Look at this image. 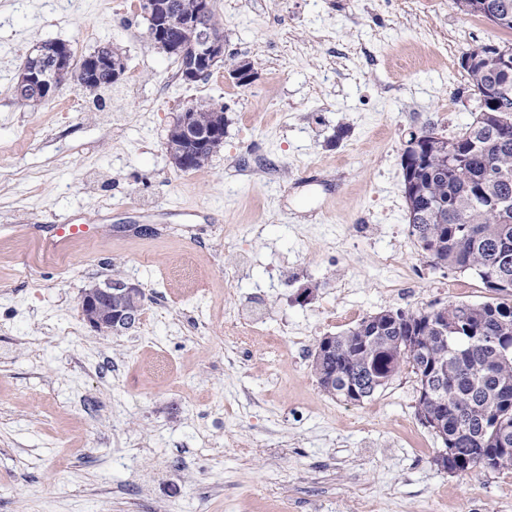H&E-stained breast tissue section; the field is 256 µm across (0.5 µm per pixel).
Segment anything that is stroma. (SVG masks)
I'll return each mask as SVG.
<instances>
[{"label": "stroma", "instance_id": "obj_1", "mask_svg": "<svg viewBox=\"0 0 512 512\" xmlns=\"http://www.w3.org/2000/svg\"><path fill=\"white\" fill-rule=\"evenodd\" d=\"M227 62L185 82L120 0H0V512H512V470H440L442 443L403 371L331 398L318 339L392 309L490 297L409 234L401 153L456 135L479 99L460 64L512 33L454 0H213ZM111 45L97 96L21 100L33 46ZM224 108V144L183 172L164 148L191 106ZM57 224L83 225L55 249ZM138 285V320L93 331L89 288ZM309 297H302L303 289ZM288 333L238 342L225 318Z\"/></svg>", "mask_w": 512, "mask_h": 512}]
</instances>
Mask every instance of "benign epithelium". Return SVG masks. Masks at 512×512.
Returning a JSON list of instances; mask_svg holds the SVG:
<instances>
[{"mask_svg": "<svg viewBox=\"0 0 512 512\" xmlns=\"http://www.w3.org/2000/svg\"><path fill=\"white\" fill-rule=\"evenodd\" d=\"M143 15L150 24L153 45L168 54L177 55L182 62L181 75L184 81L194 82L224 63V33L213 29L210 18L213 15L212 0H189L182 12L183 33L186 37L175 41L169 36L170 19L156 8L154 0H143ZM229 77L242 84L250 81L254 74L253 63L241 60L228 70ZM27 84L35 97L42 102L69 85L83 84L86 78L68 67L56 69L51 83L43 80L41 70L34 65L26 69ZM174 125L179 128L178 143L166 141V151L177 167L199 155H212L224 144V122H203L198 118L197 108H186L177 115ZM423 135L414 133L404 146L401 164L420 160ZM142 290L135 284L113 282L105 287L86 290L81 298V315L93 329L108 333L120 325H129L135 318L137 300Z\"/></svg>", "mask_w": 512, "mask_h": 512, "instance_id": "1", "label": "benign epithelium"}]
</instances>
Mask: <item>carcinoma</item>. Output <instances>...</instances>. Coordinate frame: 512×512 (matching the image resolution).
Here are the masks:
<instances>
[{"label": "carcinoma", "instance_id": "1", "mask_svg": "<svg viewBox=\"0 0 512 512\" xmlns=\"http://www.w3.org/2000/svg\"><path fill=\"white\" fill-rule=\"evenodd\" d=\"M465 12L497 14L512 30V0H454ZM511 46L480 45L461 59L474 94L493 100L453 137L425 141L430 158L413 169L405 192L410 234L444 268L475 275L494 294L479 304L385 310L346 332L320 338L311 372L330 396L351 404L371 398L407 369L434 403L416 401L436 416L448 473L512 468V65L493 57ZM74 64L57 41L32 59L52 74L57 57Z\"/></svg>", "mask_w": 512, "mask_h": 512}]
</instances>
